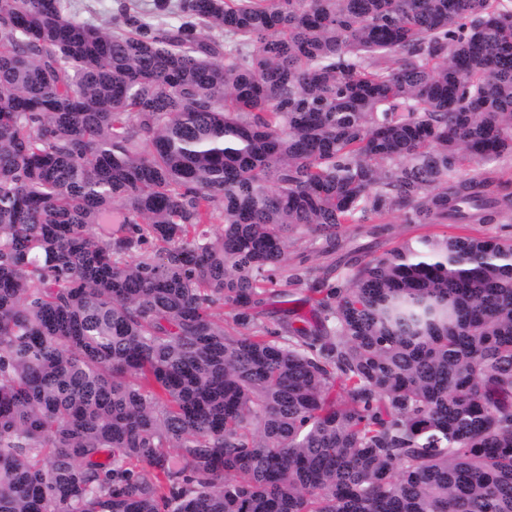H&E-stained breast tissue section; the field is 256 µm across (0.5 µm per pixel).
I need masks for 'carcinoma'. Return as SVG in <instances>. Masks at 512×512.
I'll return each mask as SVG.
<instances>
[{
    "instance_id": "cac0c4a2",
    "label": "carcinoma",
    "mask_w": 512,
    "mask_h": 512,
    "mask_svg": "<svg viewBox=\"0 0 512 512\" xmlns=\"http://www.w3.org/2000/svg\"><path fill=\"white\" fill-rule=\"evenodd\" d=\"M511 154L503 0H0V512H512V239L288 268ZM68 11L76 20L101 27H112L121 5L129 0H67ZM318 243L315 244L311 236L293 237L288 245V267L292 268L299 264L303 259L306 266L321 267L331 262L329 257H325L316 251ZM304 288H306L305 285L286 287L290 291L289 295L283 298H276V300H285L287 302H273L268 307L269 314L267 320L272 322L285 314L291 318H310V305L306 302L308 293Z\"/></svg>"
}]
</instances>
